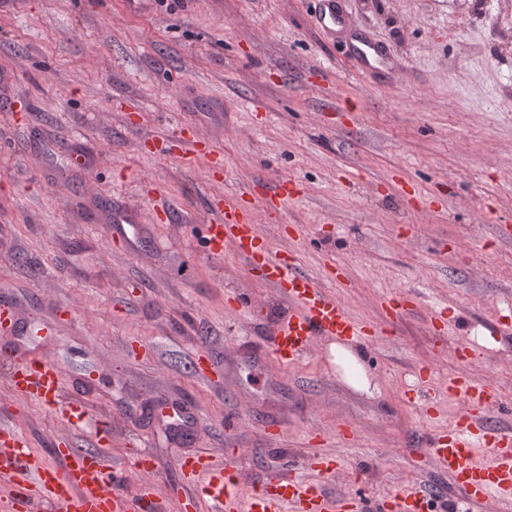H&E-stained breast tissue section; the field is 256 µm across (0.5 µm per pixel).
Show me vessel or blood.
Wrapping results in <instances>:
<instances>
[{
	"mask_svg": "<svg viewBox=\"0 0 512 512\" xmlns=\"http://www.w3.org/2000/svg\"><path fill=\"white\" fill-rule=\"evenodd\" d=\"M318 23L324 32L346 27L340 0H317ZM389 57L386 48L358 39L350 47V59L364 75L374 73ZM168 150L180 154L185 164L201 156H213L222 164L209 139L165 138ZM213 223L203 225L200 240L208 256L222 257L233 249L251 271L293 307L282 316L267 341L266 356L273 364L288 366L304 356L320 337L339 338L351 343H372L377 331L355 318L314 279L298 267L288 253L272 252L257 230L253 212L244 206L226 203L223 196H211ZM69 377L51 358L31 354L13 362L8 374L14 396L34 397L46 406L59 403ZM427 391L434 398L460 399V417L431 438L427 453L432 466L448 476L468 505L498 499L512 500V430L491 421L489 410L496 396L488 380L454 374L440 382L431 381ZM66 463L57 470L40 456L24 448L14 428L0 423V478L11 485L9 501L13 512H37L45 502L58 505L60 512H156L153 494L155 468L147 457L136 466L142 479L132 496L114 490L120 471L99 451L74 447L69 439L58 441L55 450ZM177 465L184 477L200 487L217 512H331L325 478L336 476L332 455L307 456L305 466L316 473L318 482H301L279 474L258 482L247 496L236 487L242 476L233 467L220 465L207 454L181 457ZM433 492L423 487L387 496L384 512H432Z\"/></svg>",
	"mask_w": 512,
	"mask_h": 512,
	"instance_id": "b4317fda",
	"label": "vessel or blood"
}]
</instances>
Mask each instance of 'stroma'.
<instances>
[{"label":"stroma","mask_w":512,"mask_h":512,"mask_svg":"<svg viewBox=\"0 0 512 512\" xmlns=\"http://www.w3.org/2000/svg\"><path fill=\"white\" fill-rule=\"evenodd\" d=\"M346 30L325 34L314 0H0V301L62 361L111 441L72 429L62 408L12 395L0 364V422L57 464L54 439L105 450L126 467L157 461L165 512L198 500L175 465L202 449L236 466L248 494L302 458L330 452L338 496L426 485L447 501L425 438L460 403L425 401L426 379L462 372L512 402V0H342ZM391 51L389 73L359 75L354 38ZM200 127L224 156L184 166L143 152L147 136ZM297 185L277 223L265 189ZM247 201L274 250L356 318L380 330L357 351L372 393L342 383L322 337L271 383L259 356L289 303L232 250L208 256L197 225L209 196ZM144 225L147 245L111 239L107 215ZM345 266L352 284L328 275ZM417 301L387 322L388 294ZM244 293L250 311L235 313ZM444 313L446 327L431 325ZM465 344L473 356L457 360ZM209 352L222 372L192 370ZM156 408L147 421L143 410Z\"/></svg>","instance_id":"stroma-1"}]
</instances>
